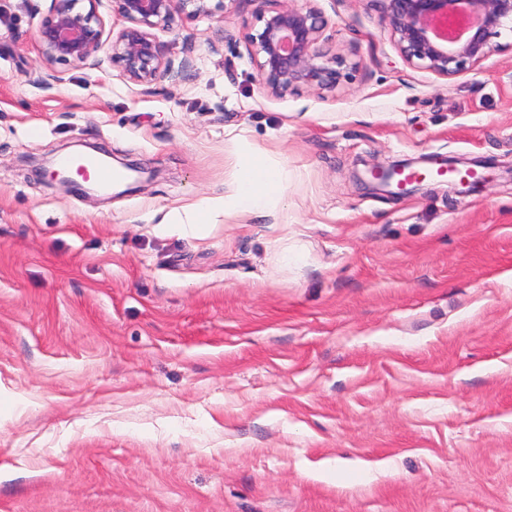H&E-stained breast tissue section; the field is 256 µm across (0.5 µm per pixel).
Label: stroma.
Segmentation results:
<instances>
[{
    "label": "stroma",
    "mask_w": 512,
    "mask_h": 512,
    "mask_svg": "<svg viewBox=\"0 0 512 512\" xmlns=\"http://www.w3.org/2000/svg\"><path fill=\"white\" fill-rule=\"evenodd\" d=\"M314 6L343 78L275 97L256 0L157 29L189 68L148 87L45 67L49 0H0V512H512V33L446 79L377 0ZM95 146L155 178L44 174ZM244 160L269 209L208 208ZM402 160L416 193L351 177ZM435 161L439 162L441 164H444V165L448 164V176L452 175L451 172L459 173L460 171L458 169H461L458 167L459 165H463L466 167L465 175L460 178V181L450 183V186L454 190L455 193L463 192L462 190H460L459 187L468 188L469 191H475L476 189L481 187L483 185V183H485L486 177L481 176V174H479L477 172V170L474 168V167H485V165L481 162H473L472 163V162L461 161L459 159H448V160L447 159H436ZM467 164L474 166V167L467 166ZM469 179H472V180H469Z\"/></svg>",
    "instance_id": "obj_1"
}]
</instances>
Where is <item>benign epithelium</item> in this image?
<instances>
[{
    "instance_id": "obj_1",
    "label": "benign epithelium",
    "mask_w": 512,
    "mask_h": 512,
    "mask_svg": "<svg viewBox=\"0 0 512 512\" xmlns=\"http://www.w3.org/2000/svg\"><path fill=\"white\" fill-rule=\"evenodd\" d=\"M234 0H114L112 60L122 64V76L134 84H150L162 73L173 72L164 59L153 30L167 26L176 13L201 19L224 15ZM262 10L261 30L244 40L254 64L255 81L269 93L282 96L299 87L332 91L340 82L336 57L321 47L324 23L319 12L291 4ZM382 20L404 60L444 78L477 66L490 52L489 40L503 30L512 32V0H377ZM98 0H51L49 17L38 34V53L48 66L73 63L98 66L105 27L97 13ZM451 172L466 167L454 192L474 191L486 177L477 172L481 162L467 165L459 159H441ZM410 161L373 166L356 174L361 183L391 197L411 192L424 181L399 179Z\"/></svg>"
}]
</instances>
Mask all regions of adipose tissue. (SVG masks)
I'll return each instance as SVG.
<instances>
[{
	"mask_svg": "<svg viewBox=\"0 0 512 512\" xmlns=\"http://www.w3.org/2000/svg\"><path fill=\"white\" fill-rule=\"evenodd\" d=\"M283 175L279 168L273 166L252 167L242 164L240 170L234 173L232 179V193L225 200V210L242 214H261L268 207L269 195L280 189Z\"/></svg>",
	"mask_w": 512,
	"mask_h": 512,
	"instance_id": "1",
	"label": "adipose tissue"
}]
</instances>
